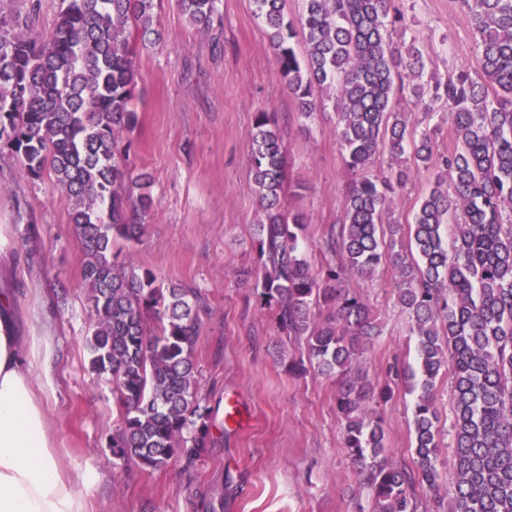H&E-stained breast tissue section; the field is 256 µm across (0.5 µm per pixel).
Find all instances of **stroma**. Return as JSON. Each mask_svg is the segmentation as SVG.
Here are the masks:
<instances>
[{"mask_svg": "<svg viewBox=\"0 0 512 512\" xmlns=\"http://www.w3.org/2000/svg\"><path fill=\"white\" fill-rule=\"evenodd\" d=\"M405 23L394 41L423 46L429 72L446 75L476 66L473 22L458 0H395ZM221 25L200 31L178 0H154L155 35L135 41L139 122L124 141L132 174L151 180L148 233L123 247L120 260L150 270L158 282L200 290L208 310L194 349L201 395L215 411L214 443L191 472L181 463L146 471L136 462L115 465L107 446L120 408L109 377L89 368L86 338L92 311L82 279V249L69 221L71 203L50 175L19 174L8 148L0 149V289L15 292L19 324L33 320L47 336L37 339L44 366L33 376L44 390L50 432L62 468L89 504V512H359L368 492L343 446L334 379L289 370L304 345L278 335L272 314L257 302L248 271L257 263L255 226L263 212L250 171V131L256 112L276 113L286 152L287 208L306 216L304 251L313 269L335 264L324 247L338 223L347 186L336 138V112L325 105L301 117L281 80L268 29L254 0H222ZM410 127L429 119L439 129L438 149H453L446 102L400 103ZM32 218L14 232L19 214ZM383 334L359 360L375 383L388 382L394 359L415 364L410 320L397 300L396 278L379 269L362 282ZM379 412L386 453L413 462L414 397L405 383ZM454 380L436 381L445 483L454 480L451 435ZM237 401L248 420L224 422L226 401Z\"/></svg>", "mask_w": 512, "mask_h": 512, "instance_id": "stroma-1", "label": "stroma"}]
</instances>
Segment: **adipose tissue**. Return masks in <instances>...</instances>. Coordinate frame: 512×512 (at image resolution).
Returning <instances> with one entry per match:
<instances>
[{
	"label": "adipose tissue",
	"mask_w": 512,
	"mask_h": 512,
	"mask_svg": "<svg viewBox=\"0 0 512 512\" xmlns=\"http://www.w3.org/2000/svg\"><path fill=\"white\" fill-rule=\"evenodd\" d=\"M11 290H0V512H87L59 466L47 415L30 379L35 344L15 327Z\"/></svg>",
	"instance_id": "adipose-tissue-1"
}]
</instances>
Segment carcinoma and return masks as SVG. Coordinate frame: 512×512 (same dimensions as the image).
<instances>
[{
    "label": "carcinoma",
    "mask_w": 512,
    "mask_h": 512,
    "mask_svg": "<svg viewBox=\"0 0 512 512\" xmlns=\"http://www.w3.org/2000/svg\"><path fill=\"white\" fill-rule=\"evenodd\" d=\"M154 0H61L40 32L36 4L7 29L0 23V146L21 173L53 176L72 201L82 274L94 315L87 340L92 371L112 379L120 406L109 447L115 464L149 471L213 444L193 350L200 305L190 288L157 283L116 262L118 242H140L151 204L149 178L133 179L124 134L138 125L137 72L129 28L153 33ZM220 0H181L189 21L214 28ZM269 29L279 75L309 118L334 99L336 137L356 174L326 247L336 265L313 270L302 246L306 216L281 204L285 159L277 120L258 112L250 170L263 208L257 224L254 293L274 310L277 332L305 339L308 362L336 379L343 442L370 491L372 512H420L417 484L439 492L438 376L454 379L451 430L455 479L448 512H512V0H460L478 40L475 68L440 78L426 72L416 41L395 43L387 23L403 21L393 0H304L300 30L284 0H254ZM305 50L298 56L297 33ZM444 99L455 146L441 153L437 129L408 128L397 100ZM412 148V166L379 170L381 157ZM423 169L433 174L412 221L389 220L398 190ZM140 189L131 199L129 182ZM453 227L450 242L442 226ZM416 336L417 365L392 367L409 380L414 468L385 455L378 407L388 386L353 373L381 325L352 277L381 267ZM324 304L330 314L311 320Z\"/></svg>",
    "instance_id": "cac0c4a2"
}]
</instances>
